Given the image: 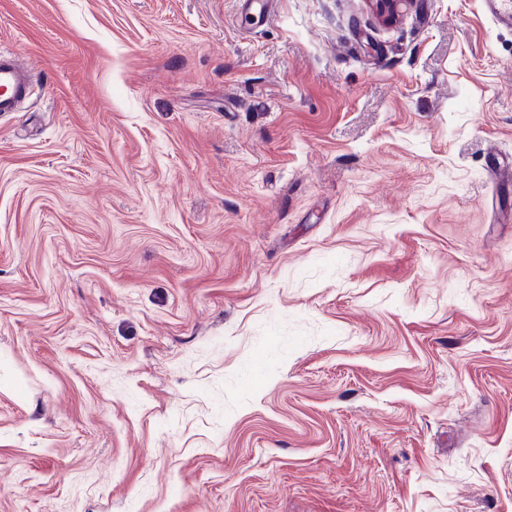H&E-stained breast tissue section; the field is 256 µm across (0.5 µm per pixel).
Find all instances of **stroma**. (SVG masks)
<instances>
[{"label":"stroma","mask_w":512,"mask_h":512,"mask_svg":"<svg viewBox=\"0 0 512 512\" xmlns=\"http://www.w3.org/2000/svg\"><path fill=\"white\" fill-rule=\"evenodd\" d=\"M240 12L0 0V512H512V26ZM34 74L18 53L0 49V115L16 112L33 93Z\"/></svg>","instance_id":"35a3bbf8"}]
</instances>
